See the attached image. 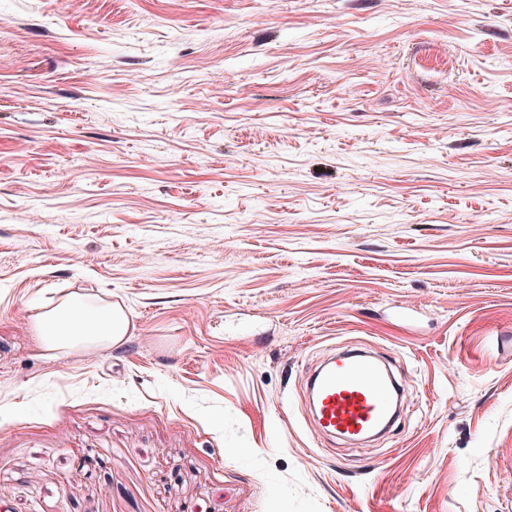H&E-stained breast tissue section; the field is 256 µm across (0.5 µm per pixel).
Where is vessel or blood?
Here are the masks:
<instances>
[{
  "mask_svg": "<svg viewBox=\"0 0 512 512\" xmlns=\"http://www.w3.org/2000/svg\"><path fill=\"white\" fill-rule=\"evenodd\" d=\"M321 435L357 442L392 428L396 386L385 364L360 351L330 359L306 380Z\"/></svg>",
  "mask_w": 512,
  "mask_h": 512,
  "instance_id": "1",
  "label": "vessel or blood"
}]
</instances>
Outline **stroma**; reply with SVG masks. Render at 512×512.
<instances>
[{
	"mask_svg": "<svg viewBox=\"0 0 512 512\" xmlns=\"http://www.w3.org/2000/svg\"><path fill=\"white\" fill-rule=\"evenodd\" d=\"M0 512H512V0H0ZM35 320L37 337L49 351L115 348L134 328L118 303L89 302L79 295L62 298L53 308L38 313ZM316 426L323 436L357 442L392 428L395 383L379 359L361 351L333 357L306 379Z\"/></svg>",
	"mask_w": 512,
	"mask_h": 512,
	"instance_id": "obj_1",
	"label": "stroma"
}]
</instances>
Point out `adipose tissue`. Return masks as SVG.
<instances>
[{"instance_id":"1","label":"adipose tissue","mask_w":512,"mask_h":512,"mask_svg":"<svg viewBox=\"0 0 512 512\" xmlns=\"http://www.w3.org/2000/svg\"><path fill=\"white\" fill-rule=\"evenodd\" d=\"M35 320L38 339L49 351L115 348L126 341L132 327L119 304L90 302L78 295L62 298Z\"/></svg>"}]
</instances>
